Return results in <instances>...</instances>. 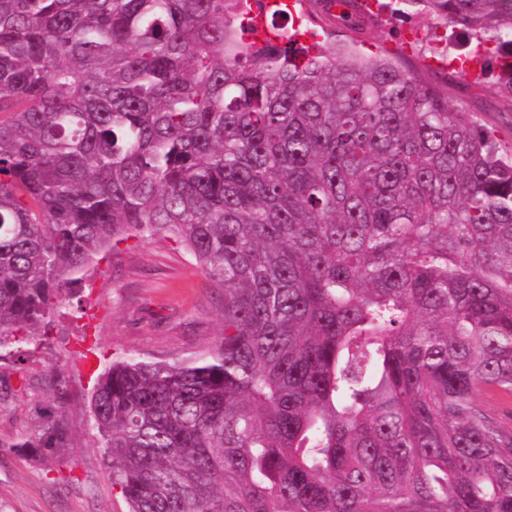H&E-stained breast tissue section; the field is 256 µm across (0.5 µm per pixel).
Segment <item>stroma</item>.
I'll return each mask as SVG.
<instances>
[{
    "label": "stroma",
    "mask_w": 512,
    "mask_h": 512,
    "mask_svg": "<svg viewBox=\"0 0 512 512\" xmlns=\"http://www.w3.org/2000/svg\"><path fill=\"white\" fill-rule=\"evenodd\" d=\"M376 25L360 36L320 22L312 0L280 20L318 37L329 36L364 58L401 62L424 81L447 83L448 101L512 144V99L492 80L450 75L449 60L472 62L475 42L458 25L436 17L396 15L394 0H376ZM94 292L80 290L61 310L43 345L23 364L0 361V512H129L112 486L104 442L91 421V396L103 366L117 355L153 361L185 359L208 350L222 328L223 292L202 275L172 237L133 238L96 259L84 273ZM66 378L57 404L52 375ZM61 408L70 441L49 462L19 453L14 444L34 432L45 413Z\"/></svg>",
    "instance_id": "35a3bbf8"
}]
</instances>
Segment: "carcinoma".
Here are the masks:
<instances>
[{"label":"carcinoma","mask_w":512,"mask_h":512,"mask_svg":"<svg viewBox=\"0 0 512 512\" xmlns=\"http://www.w3.org/2000/svg\"><path fill=\"white\" fill-rule=\"evenodd\" d=\"M240 2L0 0V360L169 233L224 328L104 367L130 512H512V150L387 58L244 42ZM403 2L494 43L512 98V0Z\"/></svg>","instance_id":"carcinoma-1"}]
</instances>
